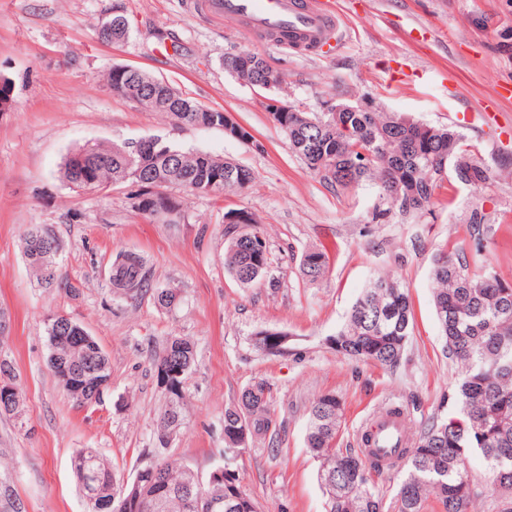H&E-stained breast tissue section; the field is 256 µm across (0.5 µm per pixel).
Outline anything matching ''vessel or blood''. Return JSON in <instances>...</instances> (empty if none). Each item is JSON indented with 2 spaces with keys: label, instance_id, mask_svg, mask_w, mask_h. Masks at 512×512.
<instances>
[{
  "label": "vessel or blood",
  "instance_id": "1",
  "mask_svg": "<svg viewBox=\"0 0 512 512\" xmlns=\"http://www.w3.org/2000/svg\"><path fill=\"white\" fill-rule=\"evenodd\" d=\"M194 10L237 19L252 38L301 54L334 48L341 35L335 0H195ZM401 420H385L377 450L393 453L403 439Z\"/></svg>",
  "mask_w": 512,
  "mask_h": 512
}]
</instances>
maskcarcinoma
I'll return each instance as SVG.
<instances>
[{
	"label": "carcinoma",
	"instance_id": "obj_1",
	"mask_svg": "<svg viewBox=\"0 0 512 512\" xmlns=\"http://www.w3.org/2000/svg\"><path fill=\"white\" fill-rule=\"evenodd\" d=\"M130 23L123 14L112 16V33L98 29L100 38L121 41L128 37ZM224 72L259 89L267 85L265 58L253 51L228 54ZM106 83L113 95L129 99L149 97L145 109L161 112L179 129H216L222 111H200V104L174 87L154 84L153 75L135 69L112 68ZM337 103L320 115L301 112L291 105L269 119L288 137L293 150L326 184L349 189L365 181L377 185L375 215H399L418 219L432 211L437 190L447 180L478 190L492 178V171L466 148L458 133L431 126L379 107L369 111L338 112ZM154 143L136 152L129 141H87L69 152L60 168L62 180L76 192H97L134 183L155 192L137 207L149 220L168 191L176 188L222 201L249 188L254 174L247 168L205 152L187 151L171 141L151 136ZM488 216L473 209L468 220L471 238L483 239ZM224 264L243 288H279L280 277L268 241L255 225L230 224L224 229ZM60 241L47 226L35 224L24 236V256L37 283L55 286L59 275L55 254ZM129 251L112 257V286L122 295L137 299L149 290V269L137 252L125 262ZM328 269L322 246H310L301 254L298 270L310 282ZM434 307L445 353L464 367V375L448 396L455 410L430 418L410 446L401 449L391 463L376 453H358L336 447V432L343 406L333 394L318 397L310 407L305 443L320 466L318 479L326 497L325 512H382L372 474L406 469L396 495L397 512H427L434 501L440 512H474L482 501L491 512H512V281H506L486 263L469 259L462 248L439 253L433 263ZM154 304L165 309L178 305L172 289L153 294ZM412 328L407 289L388 274L373 275L344 326L329 338L337 353L362 362L394 368L401 362ZM86 332L72 318L60 324L52 318L47 327L51 371L80 379V391H67L73 404L89 407L100 401L95 380L111 375L107 353L98 341L85 345L72 340ZM256 344L268 355L279 356L285 348L268 341L276 332H257ZM196 361L194 343L171 336L162 352L153 358L156 374L165 369L187 375ZM19 386L10 359L0 357V384ZM167 401L156 420L160 443L155 456L138 469H150L152 480L142 500L126 507L124 480L94 448H82L72 458V469L83 493L103 484V495L91 504L92 512H259L242 488L238 465L222 485L191 508L181 489L194 469L185 463L161 457L173 441L186 416L184 391L166 390ZM248 429L249 443L274 446L276 420L272 411V387L266 380L246 386L237 400L224 408V438L237 429ZM485 459L483 473L469 466V452Z\"/></svg>",
	"mask_w": 512,
	"mask_h": 512
}]
</instances>
